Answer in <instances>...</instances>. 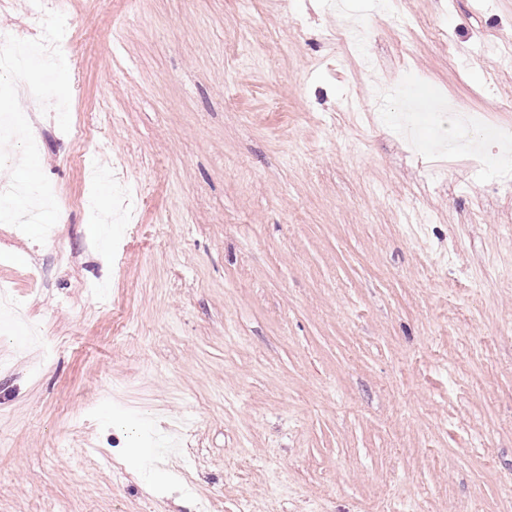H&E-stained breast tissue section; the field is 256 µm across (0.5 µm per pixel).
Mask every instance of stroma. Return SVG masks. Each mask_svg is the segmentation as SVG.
Wrapping results in <instances>:
<instances>
[{
  "label": "stroma",
  "instance_id": "stroma-1",
  "mask_svg": "<svg viewBox=\"0 0 512 512\" xmlns=\"http://www.w3.org/2000/svg\"><path fill=\"white\" fill-rule=\"evenodd\" d=\"M43 6L92 138L20 97L65 222L0 224V512H512V156L373 98L512 131V0ZM449 111L461 112L455 128L452 149H461L472 145L476 135L487 130L482 119L483 112L471 109Z\"/></svg>",
  "mask_w": 512,
  "mask_h": 512
}]
</instances>
